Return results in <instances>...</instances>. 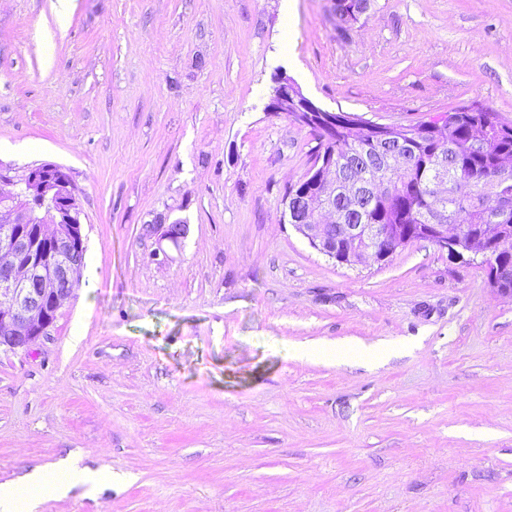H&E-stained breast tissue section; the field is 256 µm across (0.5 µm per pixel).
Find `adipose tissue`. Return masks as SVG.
I'll list each match as a JSON object with an SVG mask.
<instances>
[{
  "label": "adipose tissue",
  "instance_id": "ef3b65f1",
  "mask_svg": "<svg viewBox=\"0 0 512 512\" xmlns=\"http://www.w3.org/2000/svg\"><path fill=\"white\" fill-rule=\"evenodd\" d=\"M69 490L62 464L40 466L22 476L20 482L0 484V512H36L45 493L62 497Z\"/></svg>",
  "mask_w": 512,
  "mask_h": 512
}]
</instances>
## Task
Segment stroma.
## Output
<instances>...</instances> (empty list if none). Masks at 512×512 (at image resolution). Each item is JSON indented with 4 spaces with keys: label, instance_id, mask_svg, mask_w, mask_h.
<instances>
[{
    "label": "stroma",
    "instance_id": "35a3bbf8",
    "mask_svg": "<svg viewBox=\"0 0 512 512\" xmlns=\"http://www.w3.org/2000/svg\"><path fill=\"white\" fill-rule=\"evenodd\" d=\"M278 71L380 123L512 125V0H0V163L66 168L86 245L48 336L0 350V483L112 472L38 512H512V299L428 240L310 248ZM322 340L397 353L300 356Z\"/></svg>",
    "mask_w": 512,
    "mask_h": 512
}]
</instances>
